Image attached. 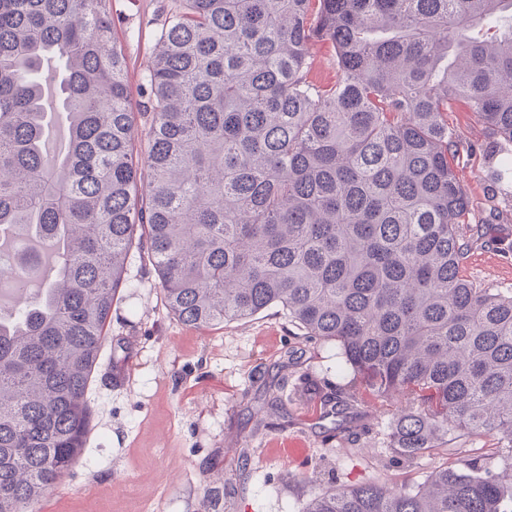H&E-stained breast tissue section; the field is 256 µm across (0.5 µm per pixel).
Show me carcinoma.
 Here are the masks:
<instances>
[{"label": "carcinoma", "mask_w": 512, "mask_h": 512, "mask_svg": "<svg viewBox=\"0 0 512 512\" xmlns=\"http://www.w3.org/2000/svg\"><path fill=\"white\" fill-rule=\"evenodd\" d=\"M315 40L336 49L334 84L310 77ZM48 60L70 131L53 161ZM143 81L144 155L108 0H0V229L57 259L41 300L0 320V512H35L82 455L135 250L182 324L280 308L352 374L329 412L397 395L392 460L441 457L415 486L334 485L304 512H512V289L461 275L489 239L460 232L447 120L462 102L512 147V0H175ZM287 382L251 408L256 428L288 425ZM450 428L507 452L451 463Z\"/></svg>", "instance_id": "carcinoma-1"}]
</instances>
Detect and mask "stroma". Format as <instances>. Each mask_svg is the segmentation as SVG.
I'll return each mask as SVG.
<instances>
[{"instance_id":"obj_1","label":"stroma","mask_w":512,"mask_h":512,"mask_svg":"<svg viewBox=\"0 0 512 512\" xmlns=\"http://www.w3.org/2000/svg\"><path fill=\"white\" fill-rule=\"evenodd\" d=\"M172 0H109L113 28L129 63V91L139 117V152L149 123L142 77ZM448 125L467 151L457 163L472 203V223L500 212L492 241L474 249L463 275L484 288H512V153L464 104ZM129 287L112 308L109 338L88 386L86 447L38 512H197L206 489L238 466L234 447L249 449L251 477L219 512H302L317 487L377 481L398 487L423 480L425 456L392 464L391 414L368 410L348 436L337 435L318 398L349 377L337 349L304 339L279 308L224 326L194 328L174 318L148 259L133 256ZM286 366L293 399L287 428L254 431L249 411L263 391L259 377Z\"/></svg>"}]
</instances>
